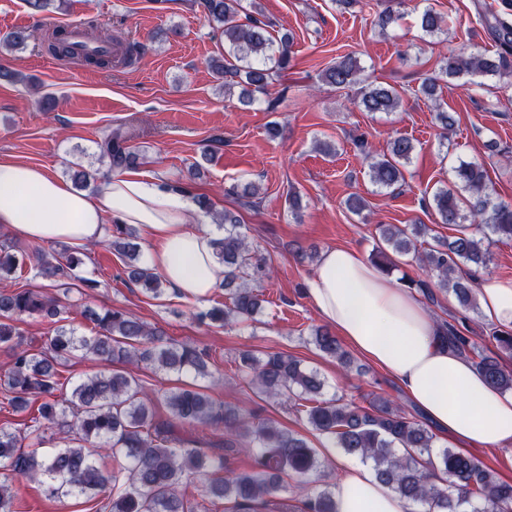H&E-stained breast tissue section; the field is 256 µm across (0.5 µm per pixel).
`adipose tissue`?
Returning <instances> with one entry per match:
<instances>
[{"instance_id": "1", "label": "adipose tissue", "mask_w": 512, "mask_h": 512, "mask_svg": "<svg viewBox=\"0 0 512 512\" xmlns=\"http://www.w3.org/2000/svg\"><path fill=\"white\" fill-rule=\"evenodd\" d=\"M193 192L143 171L112 174L79 192L49 170L0 157V227L20 239L80 249L101 240L108 222L141 230L148 265L183 297L208 299L224 280L213 236L188 226ZM485 322L512 329V279L480 280ZM320 318L361 356L395 379L449 445L465 452L512 445V392L489 385L450 346L440 325L407 288L358 250L325 249L308 284ZM336 512H404V502L367 467L339 461Z\"/></svg>"}]
</instances>
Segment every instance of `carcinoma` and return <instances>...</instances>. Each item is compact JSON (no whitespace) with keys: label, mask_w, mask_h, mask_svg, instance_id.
Masks as SVG:
<instances>
[{"label":"carcinoma","mask_w":512,"mask_h":512,"mask_svg":"<svg viewBox=\"0 0 512 512\" xmlns=\"http://www.w3.org/2000/svg\"><path fill=\"white\" fill-rule=\"evenodd\" d=\"M212 29L224 36V57L213 58L208 67L224 80V92L242 88L239 103L250 106L256 94L267 91L272 74L287 68L292 38L284 35L274 42L262 11L251 0V12H243L241 0H189ZM420 28L429 35L443 31L442 18L431 8L419 17ZM490 34L497 43L488 56L443 58L439 77H426L419 87L427 98L438 94V78L492 76L512 84V23L495 18ZM33 35L14 31L0 39L6 50L23 48ZM45 51L60 59L73 60L70 44L58 31L42 42ZM361 67L352 54L339 57L323 73L326 83L345 89L360 82ZM365 112H393L401 97L391 87L367 84L354 99ZM416 146L397 135L388 151L370 165V178L377 186L389 189L405 181L404 167ZM99 161L107 172H122L137 164V153L116 131L99 145ZM455 188L440 187L432 195L437 223L462 227L475 224L499 237L512 239V204L496 202L491 196L487 172L476 161H461L454 167ZM224 236L213 240L214 255L224 264V287L231 303L213 306L197 313V318L219 325L247 326L262 310L260 293L249 287L251 273L262 269V258L251 250L240 231V216L226 210L221 218ZM385 247L373 255L374 263L390 270L394 256L413 255V259L437 278L410 279L408 287L430 294L439 287L452 293L466 310L476 308L472 281L457 274L460 266H487L490 255L481 238L458 232L437 246L419 251L417 237L425 226L410 224L378 225ZM132 227L112 225L105 246L128 259V277L155 297L164 293L163 282L148 266L139 262L138 246ZM0 241V348L9 352L11 368L0 378V389L15 412L31 406L33 397L42 398L33 418L35 426L23 437L0 427V512H12L11 492L5 481L13 477L36 480L57 498L87 497L105 500L104 512H255V505L281 492H288L281 476L287 471L308 475L318 466L315 449L289 430L248 413L232 403H216L194 388H182L165 395L171 417L158 421L154 400L139 379L122 365L145 362L162 370L182 373L193 370L207 373L206 350L190 343L170 344L133 315L112 308H87L84 316L98 328L95 336H79L64 324L58 298L32 288H16L15 275L26 262L50 286L59 283L65 292L93 291L99 281L78 274L84 253L63 249L48 252L39 247L23 249ZM39 318L54 325L46 346L35 347V339L24 336L19 323L24 318ZM448 342L462 353L472 351L469 337L450 324ZM312 343L323 354L346 367L351 358L342 350L336 336L325 328L312 333ZM91 355L107 367L78 383L70 397L58 398L59 382L54 363L73 358L77 353ZM242 372L254 392L268 399L307 403L303 412L311 427L329 437L345 454L370 460L377 479L405 500L408 512H512V482L500 480L477 461L452 448L433 450V433L420 421L407 415L387 398H375L360 406L342 398H322L324 381L302 367L293 356L268 352L261 357L241 355ZM476 368L493 386L512 390V370L498 358L478 355ZM224 426L223 446L208 454L207 441L193 435L199 427ZM57 429L69 441L47 452V430ZM251 439L258 449L248 471L229 466L240 439ZM112 456V470L102 469L101 454ZM447 476L442 487L431 484L424 465ZM201 481L198 496H186V489ZM303 512H336L332 491L308 493L302 500Z\"/></svg>","instance_id":"obj_1"}]
</instances>
